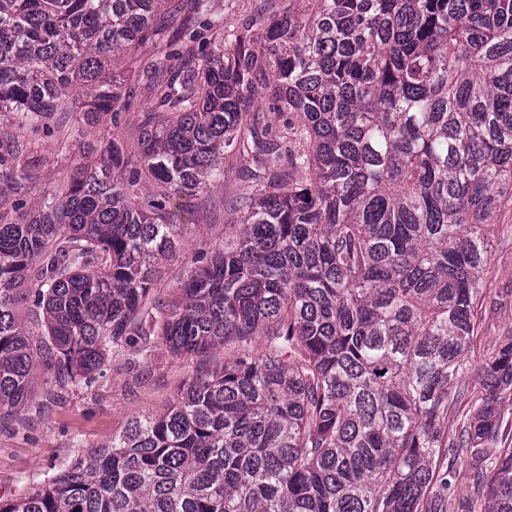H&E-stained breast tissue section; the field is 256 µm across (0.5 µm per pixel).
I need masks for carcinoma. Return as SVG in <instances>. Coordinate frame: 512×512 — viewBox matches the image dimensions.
Listing matches in <instances>:
<instances>
[{"mask_svg":"<svg viewBox=\"0 0 512 512\" xmlns=\"http://www.w3.org/2000/svg\"><path fill=\"white\" fill-rule=\"evenodd\" d=\"M161 2L0 0V423L39 369L47 408L119 347L230 355L0 512H447L451 448L487 488L465 512H512V328L468 359L512 207V0H262L229 34L211 0ZM226 156L239 223L150 301ZM59 177L57 170L53 168H43L34 171L33 176L27 186V200L30 205L37 203L46 190L51 189Z\"/></svg>","mask_w":512,"mask_h":512,"instance_id":"1","label":"carcinoma"}]
</instances>
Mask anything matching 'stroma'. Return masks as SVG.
<instances>
[{"mask_svg": "<svg viewBox=\"0 0 512 512\" xmlns=\"http://www.w3.org/2000/svg\"><path fill=\"white\" fill-rule=\"evenodd\" d=\"M238 185L236 167L232 160H225L224 179L207 195L199 223L181 225L176 256L158 265L152 286L155 297L176 302L193 256L223 243L225 225L239 220L229 209ZM486 280L493 292L512 289L511 212L496 227ZM223 359L220 348L177 357L159 341L146 359L128 350L113 352L91 389L68 396L48 412L27 411L20 423L0 428V497L24 495L43 483L49 465L69 464L121 433L134 417L163 412L183 382L215 368Z\"/></svg>", "mask_w": 512, "mask_h": 512, "instance_id": "35a3bbf8", "label": "stroma"}]
</instances>
